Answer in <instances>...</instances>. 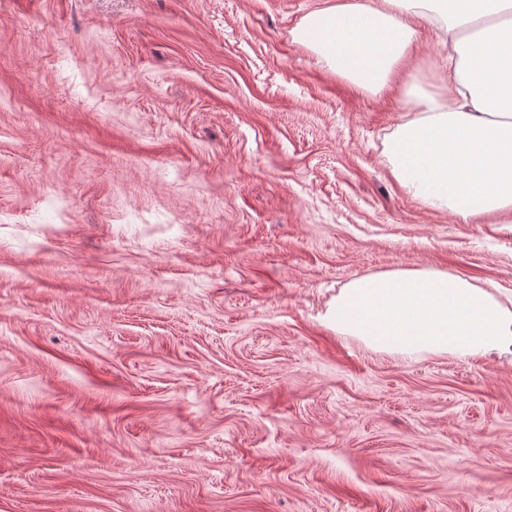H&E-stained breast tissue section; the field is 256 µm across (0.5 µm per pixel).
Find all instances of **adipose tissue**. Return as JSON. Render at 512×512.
I'll return each instance as SVG.
<instances>
[{
	"mask_svg": "<svg viewBox=\"0 0 512 512\" xmlns=\"http://www.w3.org/2000/svg\"><path fill=\"white\" fill-rule=\"evenodd\" d=\"M434 26L451 67L441 88L411 84V116L387 146L392 173L427 207L462 218L512 213V0H378L309 12L295 31L359 90L383 92L416 40Z\"/></svg>",
	"mask_w": 512,
	"mask_h": 512,
	"instance_id": "ef3b65f1",
	"label": "adipose tissue"
}]
</instances>
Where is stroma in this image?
<instances>
[{
	"mask_svg": "<svg viewBox=\"0 0 512 512\" xmlns=\"http://www.w3.org/2000/svg\"><path fill=\"white\" fill-rule=\"evenodd\" d=\"M325 0H0V512H512V354L327 320L354 279L512 300V216L428 208Z\"/></svg>",
	"mask_w": 512,
	"mask_h": 512,
	"instance_id": "obj_1",
	"label": "stroma"
}]
</instances>
